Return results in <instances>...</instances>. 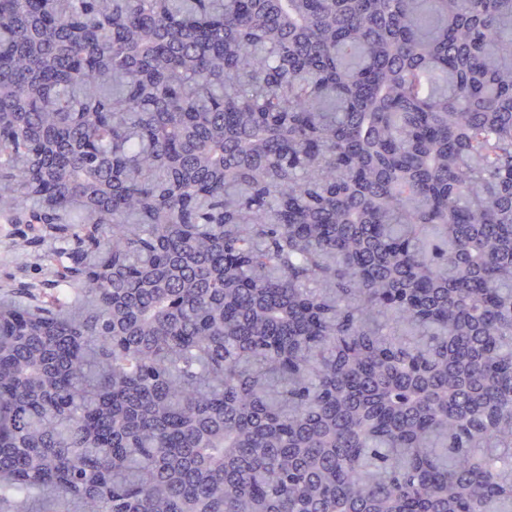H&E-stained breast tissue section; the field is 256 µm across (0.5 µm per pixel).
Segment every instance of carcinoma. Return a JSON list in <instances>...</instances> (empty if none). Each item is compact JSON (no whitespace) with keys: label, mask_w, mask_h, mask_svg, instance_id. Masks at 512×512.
I'll return each mask as SVG.
<instances>
[{"label":"carcinoma","mask_w":512,"mask_h":512,"mask_svg":"<svg viewBox=\"0 0 512 512\" xmlns=\"http://www.w3.org/2000/svg\"><path fill=\"white\" fill-rule=\"evenodd\" d=\"M0 222V512H512V0H0ZM11 224L0 223V294L15 291L41 275L36 270L37 260L34 251L29 252L28 268H20L16 253L21 240L14 236Z\"/></svg>","instance_id":"obj_1"}]
</instances>
